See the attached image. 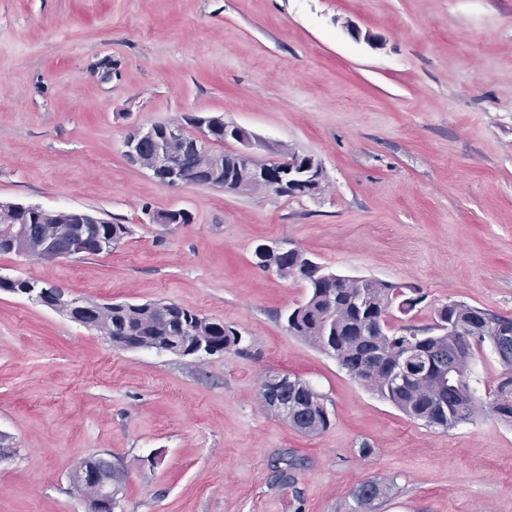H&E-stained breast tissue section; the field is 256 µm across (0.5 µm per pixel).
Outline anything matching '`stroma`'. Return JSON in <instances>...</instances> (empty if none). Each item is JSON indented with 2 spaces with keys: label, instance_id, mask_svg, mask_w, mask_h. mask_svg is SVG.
Segmentation results:
<instances>
[{
  "label": "stroma",
  "instance_id": "stroma-1",
  "mask_svg": "<svg viewBox=\"0 0 512 512\" xmlns=\"http://www.w3.org/2000/svg\"><path fill=\"white\" fill-rule=\"evenodd\" d=\"M209 115L313 156L325 191L172 187L124 153L135 129ZM0 202L128 229L106 254H0L1 274L241 336L212 356L122 350L0 291V512H83L69 474L97 453L127 471L117 512H355L367 480L387 493L366 512H512V423L411 420L289 333L308 290L255 260L289 241L420 288L396 328L453 301L512 318V0H0ZM168 209L190 223L152 222ZM270 374L310 382L329 428L263 408Z\"/></svg>",
  "mask_w": 512,
  "mask_h": 512
}]
</instances>
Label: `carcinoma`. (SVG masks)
Listing matches in <instances>:
<instances>
[{"label": "carcinoma", "mask_w": 512, "mask_h": 512, "mask_svg": "<svg viewBox=\"0 0 512 512\" xmlns=\"http://www.w3.org/2000/svg\"><path fill=\"white\" fill-rule=\"evenodd\" d=\"M307 261L299 251L278 258L274 269L278 275L288 278ZM306 285L309 292L305 301L286 316L291 334L335 357L352 378L370 386L414 420L448 430L476 417L473 399L477 391L466 379L468 373H463L462 380L468 394L466 399L460 389L453 385L439 386L434 379L451 362L448 351L460 333L475 324L479 325V335L475 336L474 344L488 343L496 355H501V330L512 331V318L453 302L437 311L435 323L430 327L386 329L382 317L392 302L408 299L404 287L375 279H344L332 272L324 280H308ZM190 313L191 310L171 302L122 305L112 313V326L121 339L138 345H163L182 335V325ZM193 334L219 351H229L239 342L232 326L207 317L193 324ZM406 340L415 343L431 363L425 383L413 380L402 368ZM510 382L512 376L493 391L502 400L496 415L507 422L512 421V393L507 391ZM279 402L288 404L286 423L301 432L320 434L330 426L323 395L297 376L292 377V383L280 391L278 398H270L265 406L278 415ZM384 494L385 488L380 483L368 480L356 489L355 500L358 507L366 508Z\"/></svg>", "instance_id": "cac0c4a2"}]
</instances>
